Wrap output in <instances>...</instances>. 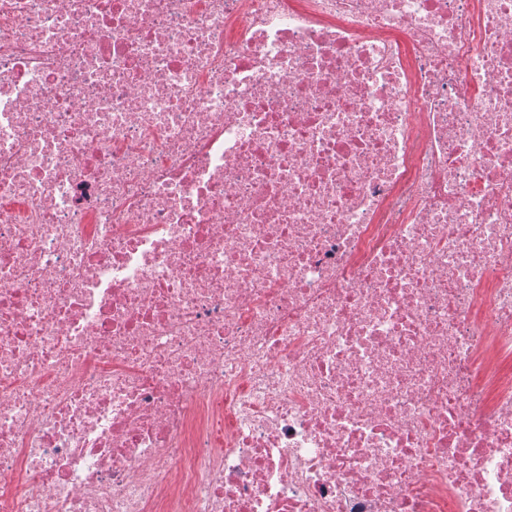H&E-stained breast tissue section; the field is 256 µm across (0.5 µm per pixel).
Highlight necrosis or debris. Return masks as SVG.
<instances>
[{
    "label": "necrosis or debris",
    "instance_id": "obj_1",
    "mask_svg": "<svg viewBox=\"0 0 512 512\" xmlns=\"http://www.w3.org/2000/svg\"><path fill=\"white\" fill-rule=\"evenodd\" d=\"M0 512H512V0H0Z\"/></svg>",
    "mask_w": 512,
    "mask_h": 512
}]
</instances>
